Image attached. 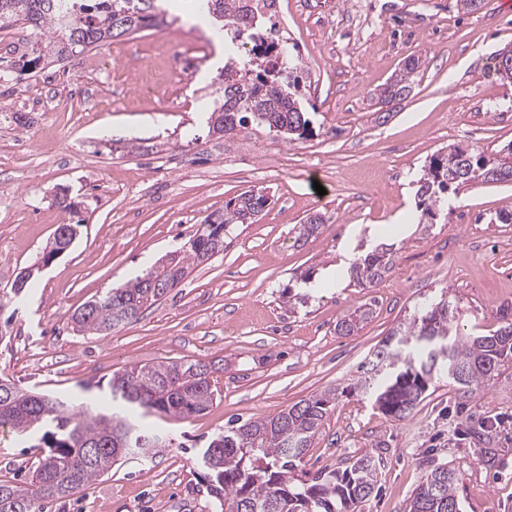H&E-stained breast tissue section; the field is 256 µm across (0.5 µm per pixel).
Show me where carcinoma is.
<instances>
[{"mask_svg":"<svg viewBox=\"0 0 512 512\" xmlns=\"http://www.w3.org/2000/svg\"><path fill=\"white\" fill-rule=\"evenodd\" d=\"M199 16L209 25L254 43L245 58L224 46V97L211 112L212 128L226 135L241 132L248 119L280 133L293 143L303 139L309 119L299 99V64L277 42L259 32V16L250 0H198ZM160 0H0V22L23 24L42 33L26 64L45 58L59 61L87 48L167 24ZM419 60H408L380 95L390 103L409 94ZM512 147L507 156L488 158L476 147H448L433 156L418 181L419 224L428 231L442 195L479 184L512 182ZM268 195L247 190L230 201L224 214L208 218L190 248L170 253L136 280L119 285L75 310L71 323L79 332L106 334L139 319L162 299L149 288L152 280L180 283L191 265L224 251V235L234 224H252L265 209ZM324 226L315 214L300 225L299 238ZM393 264L387 247L357 258L351 278L361 288L377 286ZM364 304L336 323V333L352 336L370 316ZM459 302L430 300L401 322L371 355L354 383L383 414L407 418L420 403L435 371L448 376L462 397L482 393L505 365L512 363V322L491 335L468 336L455 325ZM213 364L161 361L134 365L113 374L99 408L72 412V401L18 386L0 374V427H9L48 452L32 468L29 481H0V512H42V504L67 498L119 461L169 448L171 440L139 421L147 414L187 419L213 402L208 376ZM336 390L327 389L278 414L231 427L204 444L211 454L203 467L210 495L220 512H356L373 494L380 462L366 455L344 469L324 470L310 479L295 478L317 431L335 405ZM460 477L446 464L423 477L408 512H462L457 494Z\"/></svg>","mask_w":512,"mask_h":512,"instance_id":"1","label":"carcinoma"}]
</instances>
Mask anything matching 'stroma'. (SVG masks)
I'll return each instance as SVG.
<instances>
[{
  "label": "stroma",
  "mask_w": 512,
  "mask_h": 512,
  "mask_svg": "<svg viewBox=\"0 0 512 512\" xmlns=\"http://www.w3.org/2000/svg\"><path fill=\"white\" fill-rule=\"evenodd\" d=\"M174 22L24 72L0 61V371L19 385L88 403L115 372L167 360L218 362L215 398L187 420L147 417L175 445L133 458L43 512H214L196 451L230 425L277 414L333 388L339 396L298 465L301 475L381 461L377 496L358 512H407L425 472L460 476L463 512H512V364L485 392L459 398L433 379L406 419L383 415L352 385L371 352L425 298L459 300L466 332L512 320V183L450 197L430 231L418 225L416 183L432 155L459 145L498 156L512 143V85L492 70L512 46V0L465 13L456 0H279L271 19L302 64L303 140L248 124L235 135L207 123L223 86L196 0H176ZM419 60L406 98L378 91L407 58ZM325 195H317L316 186ZM266 189L255 223L235 226L224 251L132 324L108 335L74 331L70 316L109 288L185 249L232 197ZM67 194L74 213L56 195ZM318 213L321 230L299 238ZM71 249L40 261L61 223ZM391 245L378 286L337 285L344 245L360 257ZM40 265L31 288L15 278ZM311 282L306 304L288 296ZM370 304L354 335L336 323ZM490 426L491 459L469 430ZM0 428V479L22 482L41 456Z\"/></svg>",
  "instance_id": "stroma-1"
}]
</instances>
